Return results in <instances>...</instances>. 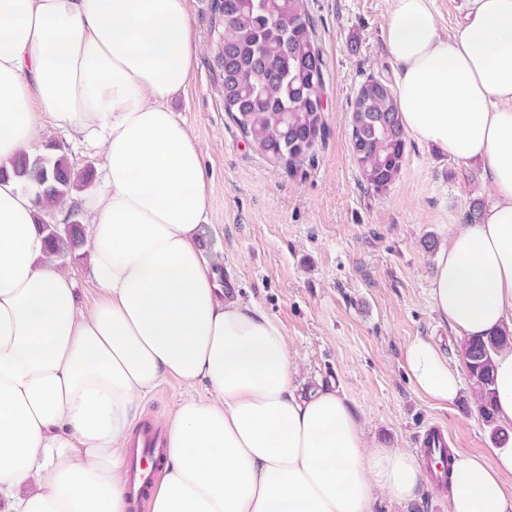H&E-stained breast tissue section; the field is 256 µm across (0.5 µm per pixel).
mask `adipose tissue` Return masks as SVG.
Here are the masks:
<instances>
[{
	"label": "adipose tissue",
	"instance_id": "adipose-tissue-1",
	"mask_svg": "<svg viewBox=\"0 0 512 512\" xmlns=\"http://www.w3.org/2000/svg\"><path fill=\"white\" fill-rule=\"evenodd\" d=\"M383 29L404 130L482 158L492 196L436 256L432 306L465 340L512 331V0H465L441 34L429 0H390ZM200 44L188 0H0V163L43 124L101 147L104 185L75 198L98 299L80 303L34 195L0 181V512H128L141 399L187 395L167 424L149 512H373L416 499L418 455L369 447L336 390L301 393L280 325L222 295L198 241L206 175L169 108ZM417 391L448 406L460 370L429 338L404 351ZM501 440L453 456L448 512H512V347L493 357Z\"/></svg>",
	"mask_w": 512,
	"mask_h": 512
}]
</instances>
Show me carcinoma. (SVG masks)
I'll use <instances>...</instances> for the list:
<instances>
[{"instance_id":"obj_1","label":"carcinoma","mask_w":512,"mask_h":512,"mask_svg":"<svg viewBox=\"0 0 512 512\" xmlns=\"http://www.w3.org/2000/svg\"><path fill=\"white\" fill-rule=\"evenodd\" d=\"M214 27L222 53L217 63L224 89V111L253 149L293 168L311 156L324 135V108L319 90L326 64L318 46L306 0H213ZM351 142L362 179L374 190L388 189L399 177L406 135L391 87L367 79L352 101ZM16 179L35 192L49 211L65 203L92 171L73 170L63 148L47 143L0 165V180ZM57 258L84 244L78 218L67 227L40 221ZM512 345V331L482 340H465L461 356L479 401V413L493 440L501 437L492 406L493 355Z\"/></svg>"}]
</instances>
